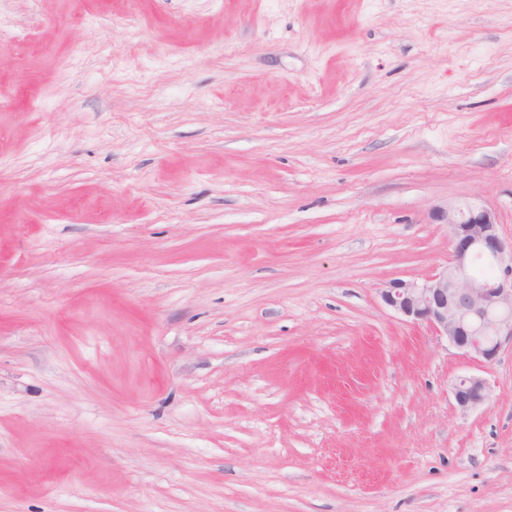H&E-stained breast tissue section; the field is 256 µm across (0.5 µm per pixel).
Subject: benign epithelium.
Here are the masks:
<instances>
[{
    "mask_svg": "<svg viewBox=\"0 0 512 512\" xmlns=\"http://www.w3.org/2000/svg\"><path fill=\"white\" fill-rule=\"evenodd\" d=\"M432 218L450 228L448 265L421 281H390L381 299L404 320L427 324L462 355L493 362L512 346V242L499 235L495 214L477 203L437 208ZM450 392L456 407L468 412L484 402L487 387L481 377L465 375Z\"/></svg>",
    "mask_w": 512,
    "mask_h": 512,
    "instance_id": "1",
    "label": "benign epithelium"
}]
</instances>
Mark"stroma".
I'll use <instances>...</instances> for the list:
<instances>
[{"label": "stroma", "mask_w": 512, "mask_h": 512, "mask_svg": "<svg viewBox=\"0 0 512 512\" xmlns=\"http://www.w3.org/2000/svg\"><path fill=\"white\" fill-rule=\"evenodd\" d=\"M464 200L512 0H0V512H512V349L380 297ZM450 392L456 407L462 412H468L484 402L487 387L481 377L465 375L451 383Z\"/></svg>", "instance_id": "1"}]
</instances>
